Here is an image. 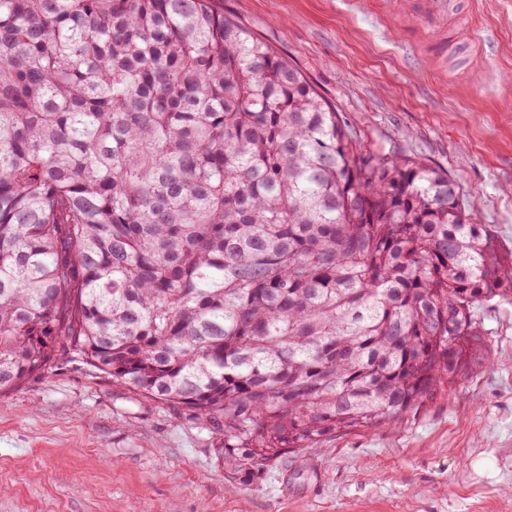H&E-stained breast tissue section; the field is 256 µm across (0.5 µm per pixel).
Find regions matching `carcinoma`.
<instances>
[{
  "instance_id": "cac0c4a2",
  "label": "carcinoma",
  "mask_w": 512,
  "mask_h": 512,
  "mask_svg": "<svg viewBox=\"0 0 512 512\" xmlns=\"http://www.w3.org/2000/svg\"><path fill=\"white\" fill-rule=\"evenodd\" d=\"M511 291L448 174L215 0H0V394L78 354L256 485L489 359Z\"/></svg>"
}]
</instances>
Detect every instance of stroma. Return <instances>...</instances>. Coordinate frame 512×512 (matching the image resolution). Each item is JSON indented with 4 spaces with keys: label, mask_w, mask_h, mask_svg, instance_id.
<instances>
[{
    "label": "stroma",
    "mask_w": 512,
    "mask_h": 512,
    "mask_svg": "<svg viewBox=\"0 0 512 512\" xmlns=\"http://www.w3.org/2000/svg\"><path fill=\"white\" fill-rule=\"evenodd\" d=\"M288 57L362 145L457 183L512 249V0H216ZM493 361L397 429L228 479L224 434L73 357L0 395V512H512V294L477 309Z\"/></svg>",
    "instance_id": "1"
}]
</instances>
